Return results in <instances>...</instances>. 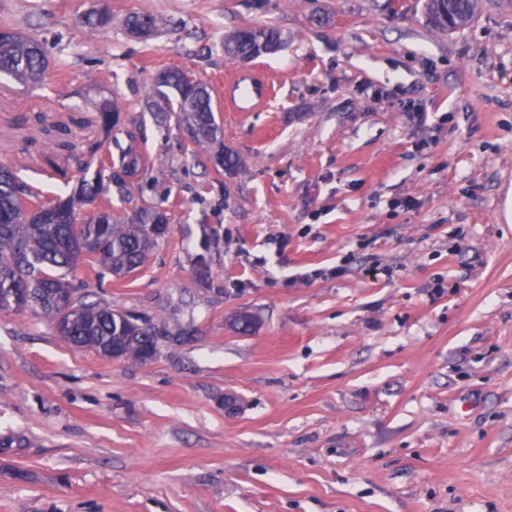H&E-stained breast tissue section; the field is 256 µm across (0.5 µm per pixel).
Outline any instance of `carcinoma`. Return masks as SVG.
Instances as JSON below:
<instances>
[{
  "label": "carcinoma",
  "mask_w": 512,
  "mask_h": 512,
  "mask_svg": "<svg viewBox=\"0 0 512 512\" xmlns=\"http://www.w3.org/2000/svg\"><path fill=\"white\" fill-rule=\"evenodd\" d=\"M478 0H426L429 22L443 31L467 25L475 16ZM283 32L269 25L238 28L224 38V54L254 59L272 54L285 44ZM47 67L44 44L9 26H0V75L22 83H39ZM154 94L170 103L176 126L185 125L192 143L203 150L217 141V122L209 88L180 70H167L154 81ZM117 103L103 108L106 133L120 128ZM116 155L99 157L94 177L90 166L81 169L77 195L65 200H40L41 193L23 182L13 167L0 163V314L25 306L54 323L57 333L76 348H93L141 363L152 359L157 344L130 318L99 301H89L67 273L88 258L116 278L142 266L165 230L166 215L149 207L124 219L112 213L111 189H126L127 179L145 169L143 157L121 146L112 134ZM101 197L98 210L81 213L76 204L83 197Z\"/></svg>",
  "instance_id": "carcinoma-1"
}]
</instances>
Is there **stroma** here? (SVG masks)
Here are the masks:
<instances>
[{
    "label": "stroma",
    "mask_w": 512,
    "mask_h": 512,
    "mask_svg": "<svg viewBox=\"0 0 512 512\" xmlns=\"http://www.w3.org/2000/svg\"><path fill=\"white\" fill-rule=\"evenodd\" d=\"M479 3L446 33L424 0H0L48 49L0 78V162L73 192L115 101L146 169L112 208L168 217L131 275H67L164 330L151 361L0 316V512H512V0ZM252 24L280 80L215 98L221 175L145 103L168 69L216 88ZM285 41V35L278 28L269 25L245 26L224 38V54L231 59H254L275 53Z\"/></svg>",
    "instance_id": "stroma-1"
}]
</instances>
